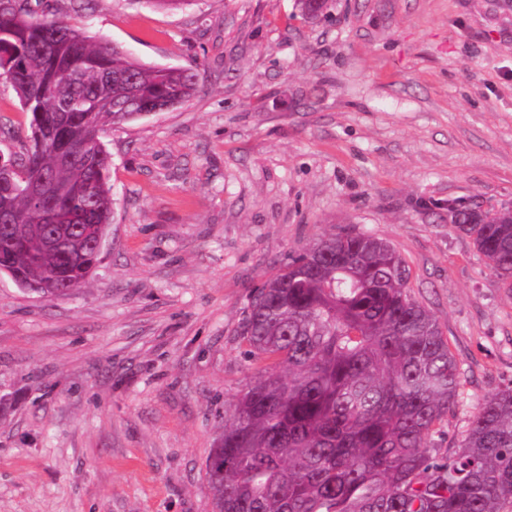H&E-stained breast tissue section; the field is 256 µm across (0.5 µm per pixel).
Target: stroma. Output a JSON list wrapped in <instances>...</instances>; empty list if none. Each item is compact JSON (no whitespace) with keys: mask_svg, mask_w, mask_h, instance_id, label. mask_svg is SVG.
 I'll return each mask as SVG.
<instances>
[{"mask_svg":"<svg viewBox=\"0 0 512 512\" xmlns=\"http://www.w3.org/2000/svg\"><path fill=\"white\" fill-rule=\"evenodd\" d=\"M59 13L186 103L107 127L106 244L72 296L0 274V512H213L207 458L257 366L248 299L320 238L386 239L460 373L444 425L512 387V289L448 202L512 206V0H90ZM0 152L29 143L0 80Z\"/></svg>","mask_w":512,"mask_h":512,"instance_id":"obj_1","label":"stroma"}]
</instances>
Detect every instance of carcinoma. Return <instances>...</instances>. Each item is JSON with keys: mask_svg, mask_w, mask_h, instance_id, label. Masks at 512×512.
I'll list each match as a JSON object with an SVG mask.
<instances>
[{"mask_svg": "<svg viewBox=\"0 0 512 512\" xmlns=\"http://www.w3.org/2000/svg\"><path fill=\"white\" fill-rule=\"evenodd\" d=\"M316 18L328 0H298ZM0 70L9 71L30 131L4 158L37 184L0 182L13 243L0 273L48 298L67 297L99 261L90 248L45 250L31 225L69 208L107 237L111 155L81 147L95 130L174 108L197 91L189 69L147 67L92 40L54 0H0ZM512 288V209L492 217L448 202ZM411 269L382 238L324 237L253 291L241 336L258 376L237 397L211 450L214 512H506L512 506V388L492 394L452 450L440 448L457 403L456 358L409 293Z\"/></svg>", "mask_w": 512, "mask_h": 512, "instance_id": "1", "label": "carcinoma"}]
</instances>
